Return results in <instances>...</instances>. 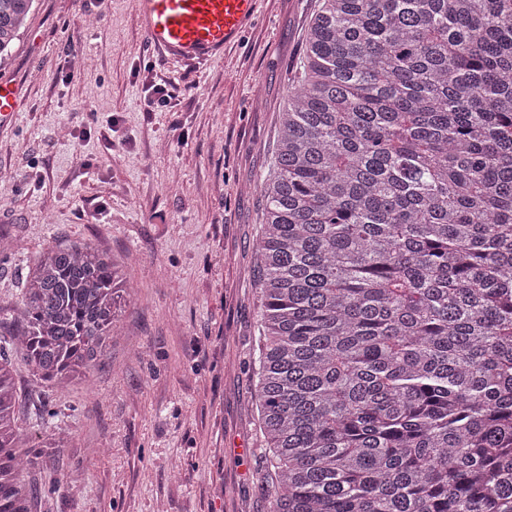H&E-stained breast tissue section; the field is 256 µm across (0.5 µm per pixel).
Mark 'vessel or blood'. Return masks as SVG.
<instances>
[{"label": "vessel or blood", "instance_id": "vessel-or-blood-1", "mask_svg": "<svg viewBox=\"0 0 512 512\" xmlns=\"http://www.w3.org/2000/svg\"><path fill=\"white\" fill-rule=\"evenodd\" d=\"M258 0H138V20L152 51L201 63L239 42L258 18ZM20 110L16 82L0 78V128Z\"/></svg>", "mask_w": 512, "mask_h": 512}]
</instances>
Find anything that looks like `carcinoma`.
Wrapping results in <instances>:
<instances>
[{
    "label": "carcinoma",
    "mask_w": 512,
    "mask_h": 512,
    "mask_svg": "<svg viewBox=\"0 0 512 512\" xmlns=\"http://www.w3.org/2000/svg\"><path fill=\"white\" fill-rule=\"evenodd\" d=\"M301 70L258 184L269 512H512V0H322ZM131 301L75 241L0 315V512L38 495L12 356L60 386Z\"/></svg>",
    "instance_id": "obj_1"
}]
</instances>
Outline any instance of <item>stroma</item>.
Instances as JSON below:
<instances>
[{
    "label": "stroma",
    "instance_id": "35a3bbf8",
    "mask_svg": "<svg viewBox=\"0 0 512 512\" xmlns=\"http://www.w3.org/2000/svg\"><path fill=\"white\" fill-rule=\"evenodd\" d=\"M320 4L259 0L239 45L193 64L152 56L136 0H33L0 59L23 86L0 130V308L47 246L83 240L133 295L108 358L69 387L37 399L14 362L17 417L41 450L35 512H269L257 184ZM156 74L172 100L149 112Z\"/></svg>",
    "mask_w": 512,
    "mask_h": 512
}]
</instances>
